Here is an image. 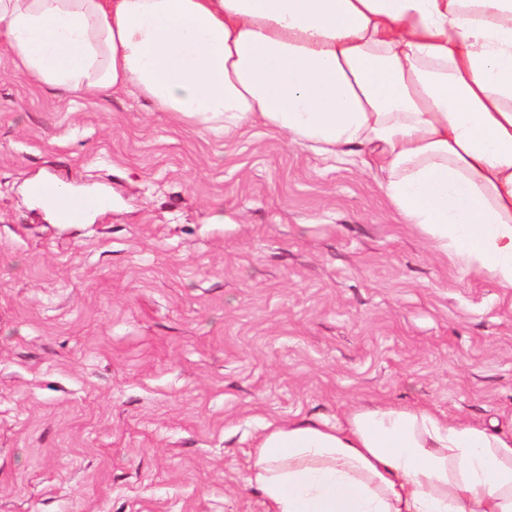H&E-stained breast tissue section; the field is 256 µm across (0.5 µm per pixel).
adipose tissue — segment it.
I'll return each instance as SVG.
<instances>
[{
    "label": "adipose tissue",
    "instance_id": "obj_1",
    "mask_svg": "<svg viewBox=\"0 0 512 512\" xmlns=\"http://www.w3.org/2000/svg\"><path fill=\"white\" fill-rule=\"evenodd\" d=\"M0 38L42 85L364 150L403 223L512 288V0H0ZM249 482L266 512H512V431L389 403L271 422Z\"/></svg>",
    "mask_w": 512,
    "mask_h": 512
}]
</instances>
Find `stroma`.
Masks as SVG:
<instances>
[{
    "label": "stroma",
    "instance_id": "35a3bbf8",
    "mask_svg": "<svg viewBox=\"0 0 512 512\" xmlns=\"http://www.w3.org/2000/svg\"><path fill=\"white\" fill-rule=\"evenodd\" d=\"M41 180L111 206L59 223ZM383 180L35 84L0 41V512H264L267 423L383 401L512 428V288Z\"/></svg>",
    "mask_w": 512,
    "mask_h": 512
}]
</instances>
